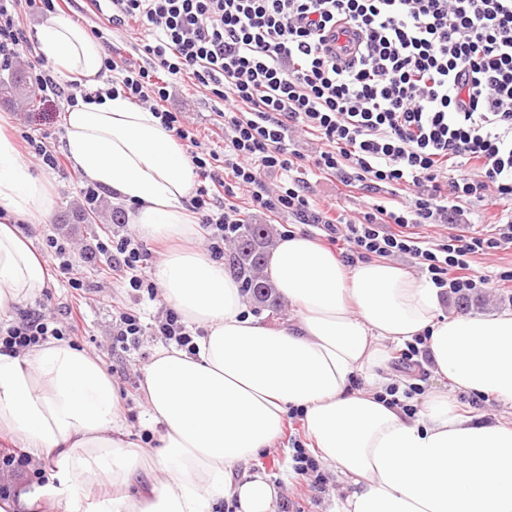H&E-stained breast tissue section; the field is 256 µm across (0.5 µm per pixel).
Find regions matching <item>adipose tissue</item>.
<instances>
[{"instance_id": "ef3b65f1", "label": "adipose tissue", "mask_w": 512, "mask_h": 512, "mask_svg": "<svg viewBox=\"0 0 512 512\" xmlns=\"http://www.w3.org/2000/svg\"><path fill=\"white\" fill-rule=\"evenodd\" d=\"M36 38L58 74L99 83L104 52L79 24L48 17ZM64 149L93 183L132 208L151 239H190L193 175L183 150L154 112L123 96L79 101L64 117ZM53 194L0 130V317L38 296L48 261L17 224L45 217ZM266 273L297 318L267 324L247 310L222 262L197 248L171 249L153 276L167 302L203 327L195 351H157L145 370L157 447L127 439L118 388L97 357L48 338L0 350V430L32 460L54 456V482L18 488L0 512H273L276 490L238 465L271 448L289 407L305 410L319 458L351 489L339 512H512V420L460 412L456 394L486 395L512 408V311L444 315L438 288L383 258L346 266L313 239L279 242ZM427 339L432 371L450 384L414 416L377 401L390 378L387 349ZM366 386L351 389L355 375ZM163 479L135 487L143 461ZM124 488L118 498L95 488Z\"/></svg>"}]
</instances>
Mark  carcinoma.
<instances>
[{
    "label": "carcinoma",
    "mask_w": 512,
    "mask_h": 512,
    "mask_svg": "<svg viewBox=\"0 0 512 512\" xmlns=\"http://www.w3.org/2000/svg\"><path fill=\"white\" fill-rule=\"evenodd\" d=\"M36 93L27 76L18 71L0 80V101L7 105L35 103ZM273 244V228L268 224L241 225L230 265L237 275L246 278V288L256 301L266 307H280V297L265 273V260Z\"/></svg>",
    "instance_id": "obj_1"
}]
</instances>
